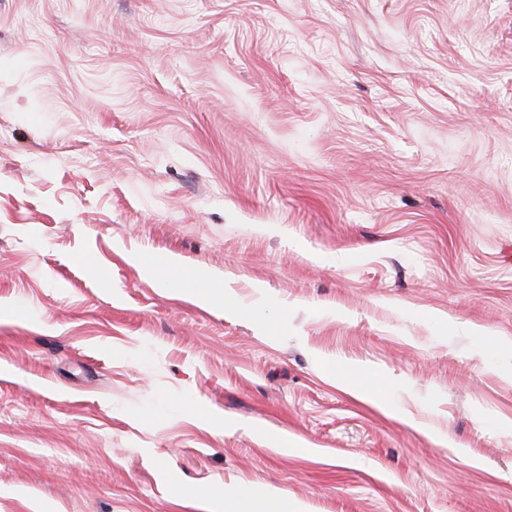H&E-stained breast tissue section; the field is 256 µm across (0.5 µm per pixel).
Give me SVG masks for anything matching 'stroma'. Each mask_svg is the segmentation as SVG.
Instances as JSON below:
<instances>
[{
	"label": "stroma",
	"mask_w": 512,
	"mask_h": 512,
	"mask_svg": "<svg viewBox=\"0 0 512 512\" xmlns=\"http://www.w3.org/2000/svg\"><path fill=\"white\" fill-rule=\"evenodd\" d=\"M241 490L512 512V0H0V512Z\"/></svg>",
	"instance_id": "1"
}]
</instances>
